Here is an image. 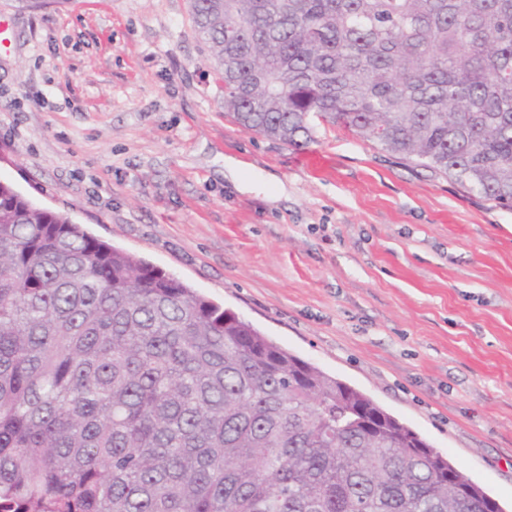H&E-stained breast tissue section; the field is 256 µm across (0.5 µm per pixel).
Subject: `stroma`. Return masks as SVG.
<instances>
[{"instance_id": "1", "label": "stroma", "mask_w": 512, "mask_h": 512, "mask_svg": "<svg viewBox=\"0 0 512 512\" xmlns=\"http://www.w3.org/2000/svg\"><path fill=\"white\" fill-rule=\"evenodd\" d=\"M0 181L363 392L512 512V210L338 125L300 150L246 131L189 0H0Z\"/></svg>"}]
</instances>
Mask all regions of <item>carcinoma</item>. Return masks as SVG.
Listing matches in <instances>:
<instances>
[{"mask_svg": "<svg viewBox=\"0 0 512 512\" xmlns=\"http://www.w3.org/2000/svg\"><path fill=\"white\" fill-rule=\"evenodd\" d=\"M244 129L512 208V0H190ZM415 431L0 182V512H490Z\"/></svg>", "mask_w": 512, "mask_h": 512, "instance_id": "1", "label": "carcinoma"}]
</instances>
